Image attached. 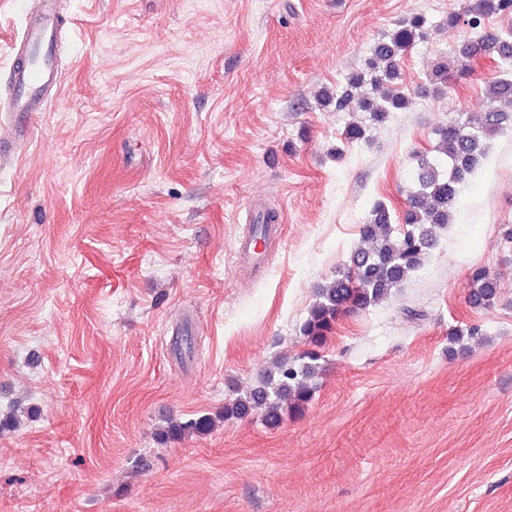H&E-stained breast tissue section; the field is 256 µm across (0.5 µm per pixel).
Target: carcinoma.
I'll return each instance as SVG.
<instances>
[{"instance_id":"carcinoma-1","label":"carcinoma","mask_w":512,"mask_h":512,"mask_svg":"<svg viewBox=\"0 0 512 512\" xmlns=\"http://www.w3.org/2000/svg\"><path fill=\"white\" fill-rule=\"evenodd\" d=\"M493 16H512V0H474L463 13L450 12L446 24L454 29L463 24L476 33ZM430 30L423 16L403 20L376 43L363 72L348 76L336 89L324 91L325 102L342 112H366L373 125H382L393 112L406 109L409 96L396 86L405 53L423 41ZM478 46L464 43L455 51L458 71L472 70ZM484 53L497 57L500 75L492 80L485 110L465 121H451L438 132L433 154H415L417 190L410 196L405 213L407 229L399 232L394 218L381 202L376 203L360 227L369 248L353 252L346 272L319 288L301 334L314 349L304 361L278 360L260 375L256 384L224 402V419H242L254 412L276 426L289 414H299L310 402L319 374L316 348L322 346L338 317L353 309L365 310L380 303L392 289L417 270L436 244L432 227L450 223L460 204L463 187L486 167L488 141L512 128V110L496 106L512 102V30L484 46ZM475 303L489 306L497 297V284L485 271L472 275ZM215 425L210 417L171 421L163 430L169 438L205 434Z\"/></svg>"}]
</instances>
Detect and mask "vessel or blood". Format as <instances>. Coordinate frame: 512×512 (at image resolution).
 <instances>
[{"mask_svg": "<svg viewBox=\"0 0 512 512\" xmlns=\"http://www.w3.org/2000/svg\"><path fill=\"white\" fill-rule=\"evenodd\" d=\"M24 13L27 22L12 69V93L0 108L15 128L23 126L29 113L47 111L52 103L48 89H59L62 83L53 60L59 27L55 0H24Z\"/></svg>", "mask_w": 512, "mask_h": 512, "instance_id": "1", "label": "vessel or blood"}]
</instances>
